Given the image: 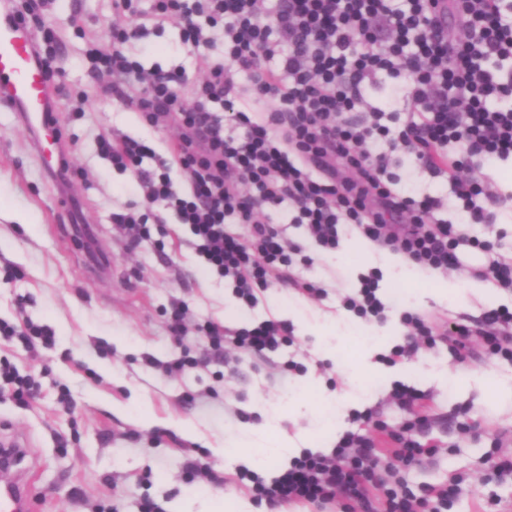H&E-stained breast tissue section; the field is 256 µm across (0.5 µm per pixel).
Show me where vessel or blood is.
Here are the masks:
<instances>
[{
  "instance_id": "vessel-or-blood-1",
  "label": "vessel or blood",
  "mask_w": 512,
  "mask_h": 512,
  "mask_svg": "<svg viewBox=\"0 0 512 512\" xmlns=\"http://www.w3.org/2000/svg\"><path fill=\"white\" fill-rule=\"evenodd\" d=\"M49 88L37 64L33 38L18 22L13 0H0V107L16 110L21 122L31 129L35 149L46 170L60 164L66 145L49 115ZM29 494L25 481L0 483V512H28Z\"/></svg>"
}]
</instances>
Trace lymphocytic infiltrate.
Wrapping results in <instances>:
<instances>
[{"label": "lymphocytic infiltrate", "mask_w": 512, "mask_h": 512, "mask_svg": "<svg viewBox=\"0 0 512 512\" xmlns=\"http://www.w3.org/2000/svg\"><path fill=\"white\" fill-rule=\"evenodd\" d=\"M264 2L153 0L145 23L140 0H114L126 24L113 27L111 49L87 43L92 89L123 101L149 124L174 125L179 137L163 157L120 135L101 138V154L132 173L145 199L189 226L204 265L230 281L251 307L277 280L308 297L321 293L314 282L290 273L300 247L284 239L266 214L284 203L289 223L304 226L325 250L337 249L346 224L417 268L456 267L458 224L437 218L439 200L398 191L389 166L393 152L405 150L416 168L449 176L463 217L487 220L485 204L496 194L479 171L512 157V108L487 105L501 91L491 61L512 63V0H277L266 24L260 20ZM54 3L19 0L20 18L33 31L37 58L53 83L62 42L46 22ZM171 24L180 28L189 51L217 40L224 45L187 97L179 91L185 83L180 69L145 68L127 49L150 29ZM452 27L458 30L453 40L447 37ZM238 72L250 79L248 94L235 85ZM381 74L388 79V102L414 113L395 133L376 108H368L363 120L351 117ZM235 127L241 135H232ZM175 166L184 173L179 191L170 177ZM342 167L353 170L355 179L340 178ZM231 219L246 225V236L225 231ZM342 303L365 320L382 319L387 309L372 273ZM402 320L412 331L406 344L394 346L391 359L440 341L462 359L477 336L486 357L512 362L511 310L491 311L477 329L455 325L442 339L420 314L406 311ZM206 336L217 354L230 345L244 355H263L290 341L288 324L275 320L236 332L211 324ZM360 418L372 422L381 440L344 434L332 455L303 454L270 483L243 471L254 496L274 506L316 507L340 497L347 512H374L381 496L385 512H445L457 483L417 495L383 477L377 466L384 455L403 468L435 456V448L411 436L425 417L397 429L373 422L368 411Z\"/></svg>", "instance_id": "1"}]
</instances>
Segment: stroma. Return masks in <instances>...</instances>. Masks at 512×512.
I'll use <instances>...</instances> for the list:
<instances>
[{"label": "stroma", "instance_id": "stroma-1", "mask_svg": "<svg viewBox=\"0 0 512 512\" xmlns=\"http://www.w3.org/2000/svg\"><path fill=\"white\" fill-rule=\"evenodd\" d=\"M58 2L53 21L68 32L58 53L59 78L73 93L89 82L86 38L108 42L116 18L112 0ZM74 19L84 37L69 33ZM150 42L143 63L182 66L188 83L181 91L189 93L204 75L203 54L182 51L173 25ZM55 112L71 139L66 187L43 168L16 114L0 108V320H30L55 334L53 345L31 350L0 339V362L39 383L37 398L26 404L0 391V437L19 435L27 442L19 468L32 482L31 512H141L147 500L167 512L180 498L220 503L247 495L237 479L240 464L220 451L225 440L260 424L292 435L310 433L331 449L345 432L371 434V427L351 418L368 408L396 429L412 416L392 397L398 383L424 395L429 423L416 438L438 450L434 460L404 471L409 486L443 484L456 474L461 492L448 512H512V475L497 476L488 460L492 454L512 456V401L488 394L493 386L512 387V363L488 361L477 346L462 361L443 345L420 348L410 358L418 364L412 373L410 360L388 359L408 332L402 308L425 314L437 334L455 323L477 327L488 312L512 309V289L498 288L488 297L470 284L476 266L489 258L512 262V158L489 171L500 198L491 207L492 220L468 228L493 250L460 246L461 264L446 274L447 298L430 297L428 272L391 264L381 247L361 251L360 235L345 228L335 254L307 245L313 264L293 269L295 276L319 283L326 296H301L290 284L276 283L248 308L204 266L188 226L156 225L152 239L136 246L112 221L113 212L130 203L148 214L163 207L133 195L134 177L101 157L99 138L123 133L161 153L177 129L145 125L113 98H95L80 118L63 101ZM73 199L106 253L108 275H98L88 253L58 232L70 221ZM373 271L388 306L381 321L388 333L378 337L340 302ZM177 304L185 324L178 347L168 329ZM268 318L291 326L288 349L247 356L230 346L216 356L202 331L208 323L236 330ZM180 348L201 359V366L163 370ZM148 356L158 367L145 365ZM290 358L298 370L284 371ZM64 389L71 394L66 403L59 400ZM292 402L305 405L294 423L288 420ZM190 453L208 466L191 488L183 481Z\"/></svg>", "mask_w": 512, "mask_h": 512}]
</instances>
